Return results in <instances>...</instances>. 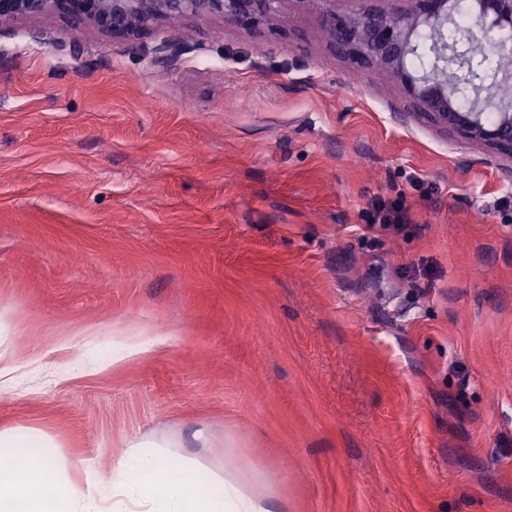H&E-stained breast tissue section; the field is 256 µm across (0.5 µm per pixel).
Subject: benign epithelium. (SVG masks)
Instances as JSON below:
<instances>
[{"label":"benign epithelium","instance_id":"benign-epithelium-1","mask_svg":"<svg viewBox=\"0 0 512 512\" xmlns=\"http://www.w3.org/2000/svg\"><path fill=\"white\" fill-rule=\"evenodd\" d=\"M351 8L336 10V0H0V27L16 19L57 14L88 25L114 40L144 44L162 20L188 15L219 16L245 29L271 24L286 14L314 11L335 52L360 68L388 75L417 112L473 143L512 161V73L485 85L460 70L458 57L475 34L496 53H511L500 43L512 32V0H477L471 27L453 44L429 49L431 65L411 70L409 60L425 46L421 34L446 31L456 14V0H348ZM177 42L149 48L154 64L169 66L180 52ZM466 89L470 105L459 102Z\"/></svg>","mask_w":512,"mask_h":512}]
</instances>
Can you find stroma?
<instances>
[{
  "label": "stroma",
  "instance_id": "stroma-1",
  "mask_svg": "<svg viewBox=\"0 0 512 512\" xmlns=\"http://www.w3.org/2000/svg\"><path fill=\"white\" fill-rule=\"evenodd\" d=\"M165 39L170 68L54 14L0 29V430L51 433L76 483L202 429L212 469L277 473L272 512H512V163L316 14ZM119 329L163 342L116 363Z\"/></svg>",
  "mask_w": 512,
  "mask_h": 512
}]
</instances>
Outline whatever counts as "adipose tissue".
<instances>
[{
  "label": "adipose tissue",
  "mask_w": 512,
  "mask_h": 512,
  "mask_svg": "<svg viewBox=\"0 0 512 512\" xmlns=\"http://www.w3.org/2000/svg\"><path fill=\"white\" fill-rule=\"evenodd\" d=\"M54 440L38 429L0 431V512H271L234 471L218 473L164 438L129 442L101 491L94 473L84 488L58 465Z\"/></svg>",
  "instance_id": "1"
}]
</instances>
